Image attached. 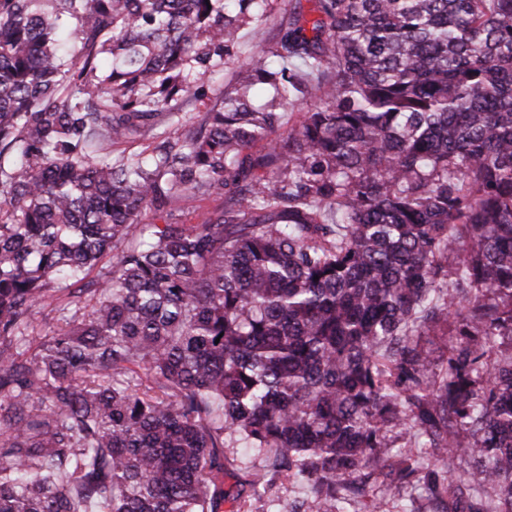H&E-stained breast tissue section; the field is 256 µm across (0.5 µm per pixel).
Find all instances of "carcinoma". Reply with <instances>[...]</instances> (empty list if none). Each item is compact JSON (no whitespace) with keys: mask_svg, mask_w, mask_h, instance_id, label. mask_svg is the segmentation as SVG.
Masks as SVG:
<instances>
[{"mask_svg":"<svg viewBox=\"0 0 512 512\" xmlns=\"http://www.w3.org/2000/svg\"><path fill=\"white\" fill-rule=\"evenodd\" d=\"M310 2L0 0V512H512V0ZM272 35L273 29L271 23L265 27H247L243 30L239 44V61L248 60L256 53L260 45L268 42ZM376 479V481H375ZM395 483L390 478L375 476L370 480L365 494L354 507L357 512H429L426 501L417 499L421 490L402 489L399 495L394 492Z\"/></svg>","mask_w":512,"mask_h":512,"instance_id":"1","label":"carcinoma"}]
</instances>
